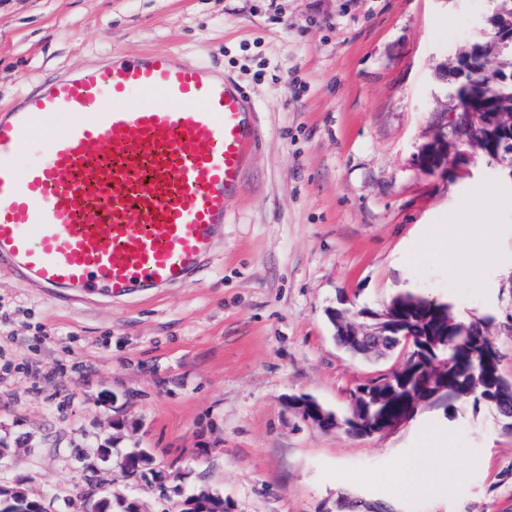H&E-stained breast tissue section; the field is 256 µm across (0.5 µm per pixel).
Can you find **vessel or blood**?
<instances>
[{
    "label": "vessel or blood",
    "mask_w": 512,
    "mask_h": 512,
    "mask_svg": "<svg viewBox=\"0 0 512 512\" xmlns=\"http://www.w3.org/2000/svg\"><path fill=\"white\" fill-rule=\"evenodd\" d=\"M258 139L235 79L167 50L49 81L0 113V267L71 296L184 283Z\"/></svg>",
    "instance_id": "vessel-or-blood-1"
}]
</instances>
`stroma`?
<instances>
[{
  "label": "stroma",
  "instance_id": "1",
  "mask_svg": "<svg viewBox=\"0 0 512 512\" xmlns=\"http://www.w3.org/2000/svg\"><path fill=\"white\" fill-rule=\"evenodd\" d=\"M493 0H0V108L112 52L174 50L234 78L259 143L211 261L189 283L72 303L0 271V484L47 512L116 496L175 512L207 486L228 512H512V430L492 409L420 404L396 429L325 430L398 354L336 341L348 297L379 310L412 292L486 320L512 381V187L480 158L433 173L421 149L447 124L437 74L489 40ZM455 221L448 250L437 230ZM438 432L447 479L397 486ZM148 449L151 473L122 462Z\"/></svg>",
  "mask_w": 512,
  "mask_h": 512
}]
</instances>
